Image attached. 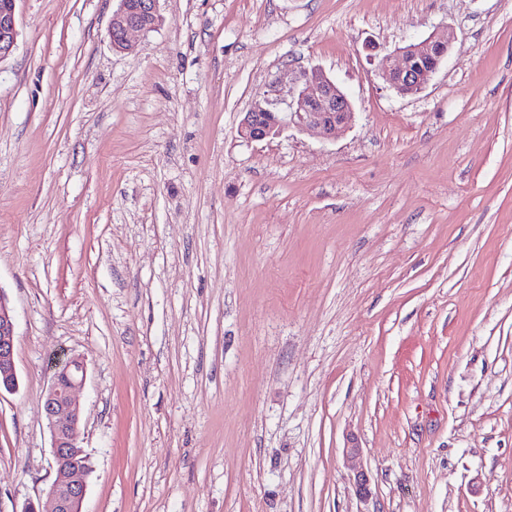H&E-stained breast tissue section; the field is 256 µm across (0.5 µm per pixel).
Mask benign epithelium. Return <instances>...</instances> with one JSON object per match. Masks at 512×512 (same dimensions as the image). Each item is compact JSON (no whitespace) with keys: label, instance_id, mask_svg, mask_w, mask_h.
Here are the masks:
<instances>
[{"label":"benign epithelium","instance_id":"7a95c632","mask_svg":"<svg viewBox=\"0 0 512 512\" xmlns=\"http://www.w3.org/2000/svg\"><path fill=\"white\" fill-rule=\"evenodd\" d=\"M16 2L0 3V61L11 55L17 43ZM162 21L159 0H143L140 5L133 0H118L108 28L112 45L125 51L132 33L154 30ZM450 50L451 41L431 34L383 56L379 61L380 77L397 94L416 95L426 88ZM303 78L304 82L285 96L265 95L255 99L241 120V136L262 141L293 127L326 141L336 139L352 121L354 111L350 99L319 69L305 73ZM15 342V319L6 295L0 290V391L11 393L18 388ZM85 376L84 362L77 357L70 358L57 368L44 396L43 410L51 432L55 470L48 492L51 512H82L87 456L80 445L82 417L75 393ZM352 486L357 497L371 496L370 480L364 470L355 472Z\"/></svg>","mask_w":512,"mask_h":512}]
</instances>
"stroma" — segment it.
Listing matches in <instances>:
<instances>
[{"mask_svg":"<svg viewBox=\"0 0 512 512\" xmlns=\"http://www.w3.org/2000/svg\"><path fill=\"white\" fill-rule=\"evenodd\" d=\"M116 6L18 0L0 61V512L47 498L73 356L83 512H512V0H160L125 53ZM314 68L336 140L241 137ZM451 50V41L431 34L419 43H410L396 50L395 54L383 56L379 61V74L384 82L401 96L416 95L429 84L444 57ZM431 59L432 68L421 74L414 61ZM15 342V319L6 295L0 290V393L15 392L18 388Z\"/></svg>","mask_w":512,"mask_h":512,"instance_id":"1","label":"stroma"}]
</instances>
